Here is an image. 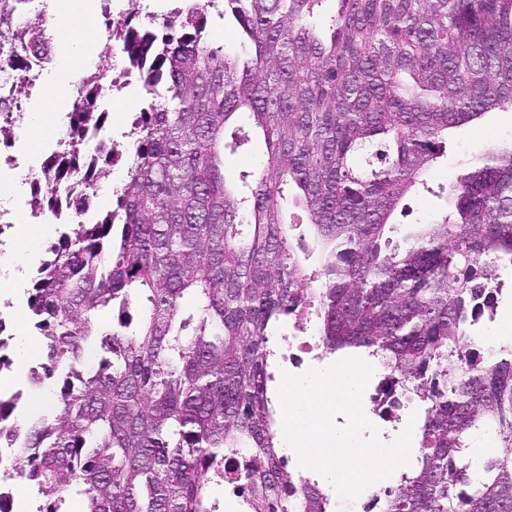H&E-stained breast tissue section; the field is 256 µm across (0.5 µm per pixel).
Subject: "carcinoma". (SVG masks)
I'll use <instances>...</instances> for the list:
<instances>
[{
  "mask_svg": "<svg viewBox=\"0 0 512 512\" xmlns=\"http://www.w3.org/2000/svg\"><path fill=\"white\" fill-rule=\"evenodd\" d=\"M323 2L224 0L245 53L210 45L197 3L161 37L128 31L151 104L117 208L67 225L28 291L47 358L33 385L61 372L57 408L24 423L20 397L0 400V439L23 436L16 474L37 487V512H63L76 488L82 512H217L211 475L241 454L246 512H335L289 468L269 396L270 333L305 308L324 354L363 348L384 384L423 403L417 467L379 512H512V345L480 360L470 330L492 308L486 285L512 269V143L466 163L447 209L406 247L388 237L448 130L512 108V0H334L328 16ZM28 5L0 0V56L16 76L0 113L28 86V58L51 57L46 18L17 26ZM240 113L265 153L236 184L224 150L248 135L224 132ZM100 121L91 100L69 113L78 132ZM81 145L37 174L39 209L53 210L54 184L86 180ZM290 205L303 218L288 221ZM301 224L322 247L316 279L293 238ZM480 427L496 449L475 480L468 437Z\"/></svg>",
  "mask_w": 512,
  "mask_h": 512,
  "instance_id": "cac0c4a2",
  "label": "carcinoma"
}]
</instances>
